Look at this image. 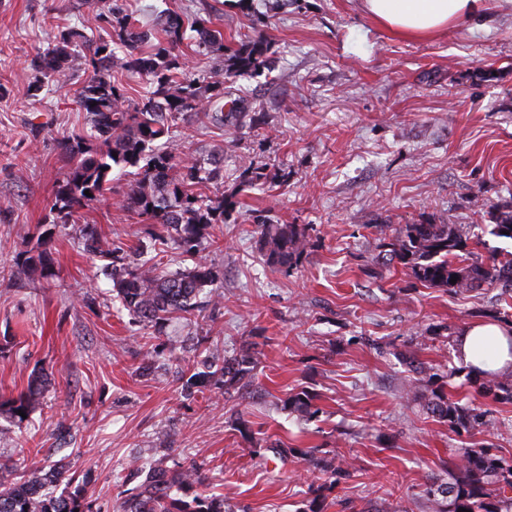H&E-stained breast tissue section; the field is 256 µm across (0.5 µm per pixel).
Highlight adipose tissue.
<instances>
[{"label":"adipose tissue","instance_id":"obj_1","mask_svg":"<svg viewBox=\"0 0 512 512\" xmlns=\"http://www.w3.org/2000/svg\"><path fill=\"white\" fill-rule=\"evenodd\" d=\"M361 7L399 36L421 40L467 24L480 14L483 0H362ZM484 338L492 340L498 364L512 361V338L505 328L489 323L465 328L458 349L467 361H474L476 345Z\"/></svg>","mask_w":512,"mask_h":512}]
</instances>
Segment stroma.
I'll return each instance as SVG.
<instances>
[{
  "label": "stroma",
  "mask_w": 512,
  "mask_h": 512,
  "mask_svg": "<svg viewBox=\"0 0 512 512\" xmlns=\"http://www.w3.org/2000/svg\"><path fill=\"white\" fill-rule=\"evenodd\" d=\"M147 23L160 12L212 18L225 41L263 36L270 75L234 79L229 90L262 108L266 126H211L195 117L175 136L203 160L224 156V181L209 195L238 201L236 220L205 253L220 273L224 305L203 324L171 323L163 333L112 305V283L71 225L52 209L65 168L59 143L88 129L75 79L38 100L24 90L30 61L52 33L77 24L87 0H0V397L45 379L29 422L11 426L0 456L63 462L90 472L87 496L112 512L133 457L192 459L222 492L230 512H299L313 476L247 450L239 429L290 446L335 449L356 471L335 489L327 512H432L426 487L444 481L470 439L404 398L402 355L415 332H460L495 305L498 289L451 295L424 288L401 270L365 275L377 253L373 224L435 218L466 225L482 257L512 252V241L483 233L512 203V0H485L474 23L431 39L401 38L369 18L361 0H122ZM260 163L288 175L273 190L240 188ZM130 175L112 173V191L84 211L107 239L134 243L146 223L119 200ZM271 219L309 227L311 252L283 275L263 268L251 232ZM51 233L56 275L17 281L14 262ZM229 355L244 343L260 357L251 397L186 394L177 360L197 337ZM161 346L157 369L139 370L144 344ZM309 387L319 416H289L286 393ZM496 423L482 441L512 457V405L476 397Z\"/></svg>",
  "instance_id": "obj_1"
}]
</instances>
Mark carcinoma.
<instances>
[{
  "instance_id": "cac0c4a2",
  "label": "carcinoma",
  "mask_w": 512,
  "mask_h": 512,
  "mask_svg": "<svg viewBox=\"0 0 512 512\" xmlns=\"http://www.w3.org/2000/svg\"><path fill=\"white\" fill-rule=\"evenodd\" d=\"M92 13L80 26L59 30L46 50L31 59L34 80L25 95L36 99L54 83L75 72L86 75L77 96L80 109L89 117L90 132L74 133L59 144L67 167L59 183L52 210L62 224L78 225L83 249L104 261L112 280V292L121 308L139 321L162 329L173 318L196 321L219 306L224 298L216 287L219 275L202 256L206 246L219 242L220 224L233 214L237 202L227 196L212 198L204 192L224 179V158L200 163L181 153L172 136L177 120L190 112L204 111L222 126L246 122L252 129L264 124L263 113L238 98L224 101V83L244 74H262L273 69L270 46L249 37L234 46L224 44V35L211 19L170 13L156 26L131 21L119 3ZM109 28L113 37L91 40L86 30ZM191 39L205 54L221 59V66L198 76L188 69L183 51ZM121 70L150 77L151 87L131 105L114 79ZM132 170L134 181L122 199L127 210L151 225L147 244L132 248L117 241L101 243L95 225L81 223L82 210L110 188L112 171ZM243 183L253 188L284 182L283 176L264 164L242 173ZM89 194H84V191ZM378 253L374 265L401 268L425 288H444L450 294H469L480 288H498L503 305L484 311L512 334V252L486 260L473 256L469 232L460 224L375 225ZM512 206L496 210L485 232L512 240ZM255 244L263 264L274 272L288 274L308 254L310 239L306 224H278L264 220L255 225ZM174 244L193 259L186 270L168 271L160 253ZM56 248L42 236L14 266V276L52 278ZM456 283H450L452 278ZM405 361L414 379L405 390L407 398L424 400L423 409L448 429L473 437L492 427L487 411L447 395L441 388H428L438 376L434 367L421 362L413 352ZM256 352L245 345L223 359L186 366L184 390L202 392L211 388L227 394L241 392L253 378ZM474 392L497 403L512 404V369H487L467 373ZM42 380L35 376L16 397L0 400V414L21 425L40 405ZM317 395L301 388L290 392L283 406L299 420L320 412ZM23 411L26 416L18 415ZM272 461L285 462L299 456L311 472L326 476L312 485L299 512H327L328 491L350 478V464L322 448H291L281 441L252 449ZM451 480L426 488L433 512H512V458L474 442L464 449ZM127 477L135 485L123 491L113 512H228L224 496L208 494L198 487L205 476L195 463L168 461L164 456L148 463L131 461ZM87 474L69 473L63 465H29L15 479L0 480V512H94L85 495Z\"/></svg>"
}]
</instances>
